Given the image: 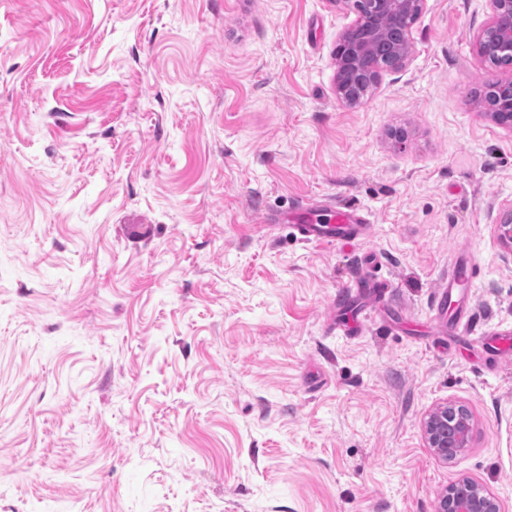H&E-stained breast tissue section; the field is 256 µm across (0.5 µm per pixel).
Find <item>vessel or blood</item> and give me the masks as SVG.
Wrapping results in <instances>:
<instances>
[{"mask_svg": "<svg viewBox=\"0 0 512 512\" xmlns=\"http://www.w3.org/2000/svg\"><path fill=\"white\" fill-rule=\"evenodd\" d=\"M367 219L359 213L343 212L333 206L312 204L296 213L295 227L302 238L311 243H342L361 236ZM476 260L452 266L448 271V307L458 319L470 317L467 292L475 280Z\"/></svg>", "mask_w": 512, "mask_h": 512, "instance_id": "b4317fda", "label": "vessel or blood"}]
</instances>
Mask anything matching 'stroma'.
I'll return each instance as SVG.
<instances>
[{
  "instance_id": "1",
  "label": "stroma",
  "mask_w": 512,
  "mask_h": 512,
  "mask_svg": "<svg viewBox=\"0 0 512 512\" xmlns=\"http://www.w3.org/2000/svg\"><path fill=\"white\" fill-rule=\"evenodd\" d=\"M491 15L425 0L349 107L348 0H0V512H436L461 476L512 512ZM312 201L365 237L274 223ZM470 254L464 327L439 296ZM424 433L428 448L442 461L451 462L470 447L473 419L465 407L447 402L426 415Z\"/></svg>"
}]
</instances>
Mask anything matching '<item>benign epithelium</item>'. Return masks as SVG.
<instances>
[{
    "instance_id": "obj_1",
    "label": "benign epithelium",
    "mask_w": 512,
    "mask_h": 512,
    "mask_svg": "<svg viewBox=\"0 0 512 512\" xmlns=\"http://www.w3.org/2000/svg\"><path fill=\"white\" fill-rule=\"evenodd\" d=\"M492 17L489 25L477 37L480 54L511 51L512 32H499L496 21L503 13H512V0H490ZM424 0H354L358 18L336 43V82L340 83L358 69L364 58L377 44L386 42L383 28L374 25L369 34L359 37L364 24L380 14L417 18ZM427 445L445 462H451L470 447L473 419L469 411L455 403L447 402L432 409L424 420ZM437 512H501L496 495L485 486L466 477L448 484L440 495Z\"/></svg>"
}]
</instances>
